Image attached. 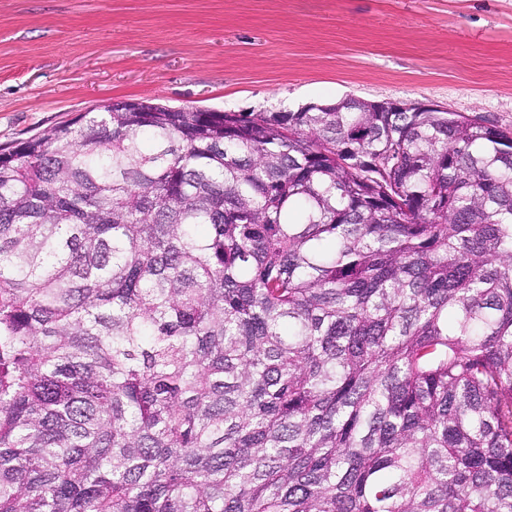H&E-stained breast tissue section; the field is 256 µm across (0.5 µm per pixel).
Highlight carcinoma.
<instances>
[{
    "label": "carcinoma",
    "mask_w": 512,
    "mask_h": 512,
    "mask_svg": "<svg viewBox=\"0 0 512 512\" xmlns=\"http://www.w3.org/2000/svg\"><path fill=\"white\" fill-rule=\"evenodd\" d=\"M370 106L0 149V512H512V136Z\"/></svg>",
    "instance_id": "obj_1"
}]
</instances>
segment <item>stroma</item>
<instances>
[{"mask_svg":"<svg viewBox=\"0 0 512 512\" xmlns=\"http://www.w3.org/2000/svg\"><path fill=\"white\" fill-rule=\"evenodd\" d=\"M423 102L512 132V0H0V147L119 99Z\"/></svg>","mask_w":512,"mask_h":512,"instance_id":"obj_1","label":"stroma"}]
</instances>
